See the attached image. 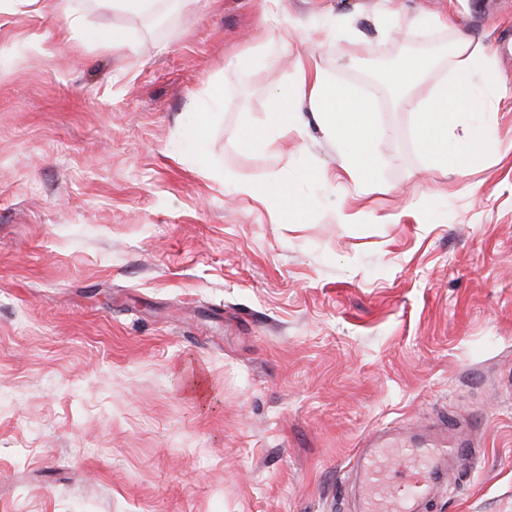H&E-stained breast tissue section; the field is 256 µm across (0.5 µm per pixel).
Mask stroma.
I'll return each mask as SVG.
<instances>
[{
    "mask_svg": "<svg viewBox=\"0 0 512 512\" xmlns=\"http://www.w3.org/2000/svg\"><path fill=\"white\" fill-rule=\"evenodd\" d=\"M285 6L0 12V512H351L361 437L446 419L472 454L433 512H512V0ZM73 15L132 43H63ZM421 15L442 24L417 35ZM331 17L352 37L323 39ZM462 35L490 57L501 149L458 174L377 67ZM300 56L371 92L369 188L316 127L240 141ZM274 172L305 217L237 193Z\"/></svg>",
    "mask_w": 512,
    "mask_h": 512,
    "instance_id": "35a3bbf8",
    "label": "stroma"
}]
</instances>
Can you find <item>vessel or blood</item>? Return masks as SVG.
Instances as JSON below:
<instances>
[{
    "mask_svg": "<svg viewBox=\"0 0 512 512\" xmlns=\"http://www.w3.org/2000/svg\"><path fill=\"white\" fill-rule=\"evenodd\" d=\"M469 454L465 440L430 431L411 440L400 424L368 433L347 471L355 512H431L451 464Z\"/></svg>",
    "mask_w": 512,
    "mask_h": 512,
    "instance_id": "1",
    "label": "vessel or blood"
}]
</instances>
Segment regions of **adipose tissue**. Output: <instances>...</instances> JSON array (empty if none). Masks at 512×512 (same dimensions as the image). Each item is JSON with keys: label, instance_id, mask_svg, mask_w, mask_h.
<instances>
[{"label": "adipose tissue", "instance_id": "adipose-tissue-1", "mask_svg": "<svg viewBox=\"0 0 512 512\" xmlns=\"http://www.w3.org/2000/svg\"><path fill=\"white\" fill-rule=\"evenodd\" d=\"M449 57L459 73L452 87H440L427 100H414L410 86L434 66V58L412 56L403 59L389 76L395 99L404 110L413 112L418 143L435 163H448L456 173H464L473 158L499 151L493 135L495 116L483 111L482 93L470 81L472 72H481L485 81L493 74L487 58L471 39L458 38L450 45ZM295 91L276 93L262 124L242 132L249 146L257 147L269 136H288L316 126L321 132L345 146V170L358 187H367L375 174L378 146L384 135L375 122L369 94H359L338 85L320 67H307L304 60L295 63ZM469 115L470 133L463 139L448 134V127L459 115Z\"/></svg>", "mask_w": 512, "mask_h": 512}]
</instances>
